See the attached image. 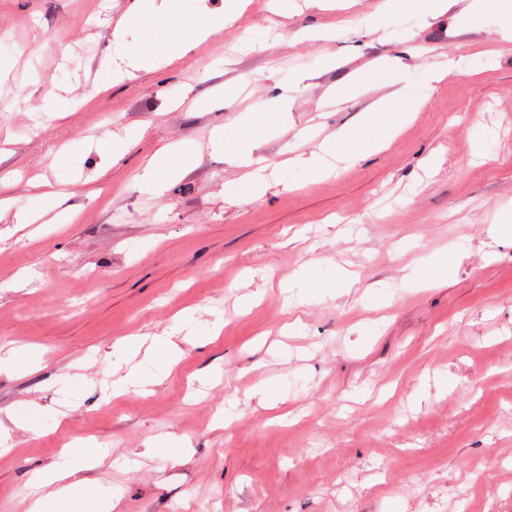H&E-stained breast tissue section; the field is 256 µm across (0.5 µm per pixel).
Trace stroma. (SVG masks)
<instances>
[{"instance_id":"stroma-1","label":"stroma","mask_w":512,"mask_h":512,"mask_svg":"<svg viewBox=\"0 0 512 512\" xmlns=\"http://www.w3.org/2000/svg\"><path fill=\"white\" fill-rule=\"evenodd\" d=\"M132 2L0 0V512L64 453L101 512H512L501 0H205L236 19L202 41L185 0L187 54L118 79L156 43ZM400 99L384 148L313 179ZM220 129L266 159L258 199ZM37 182L60 198L17 223ZM137 336L179 362L129 357ZM137 362L148 393L113 395ZM171 172L165 162V151L156 154L146 166L142 182L147 186L157 187L160 181Z\"/></svg>"}]
</instances>
